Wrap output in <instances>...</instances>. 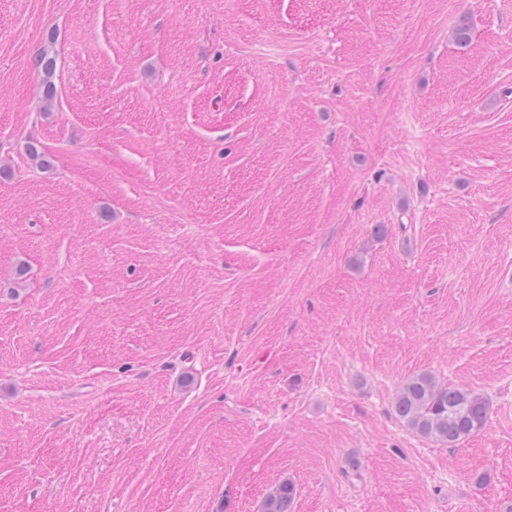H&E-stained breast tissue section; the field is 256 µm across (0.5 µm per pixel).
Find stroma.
Returning a JSON list of instances; mask_svg holds the SVG:
<instances>
[{"label":"stroma","mask_w":512,"mask_h":512,"mask_svg":"<svg viewBox=\"0 0 512 512\" xmlns=\"http://www.w3.org/2000/svg\"><path fill=\"white\" fill-rule=\"evenodd\" d=\"M423 373L486 427L400 421ZM285 481L512 505V0H0V512ZM394 408L416 433L451 448L479 433L488 419L482 396L469 389L441 387L429 374L407 381Z\"/></svg>","instance_id":"obj_1"}]
</instances>
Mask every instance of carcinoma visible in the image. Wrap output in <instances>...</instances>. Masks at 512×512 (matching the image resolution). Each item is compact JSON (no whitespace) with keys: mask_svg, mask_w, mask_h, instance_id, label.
I'll return each mask as SVG.
<instances>
[{"mask_svg":"<svg viewBox=\"0 0 512 512\" xmlns=\"http://www.w3.org/2000/svg\"><path fill=\"white\" fill-rule=\"evenodd\" d=\"M394 408L416 433L450 448L480 432L488 419L482 396L469 389L441 387L429 374L407 381ZM292 497L291 485L279 484L265 498L263 512H290Z\"/></svg>","mask_w":512,"mask_h":512,"instance_id":"cac0c4a2","label":"carcinoma"}]
</instances>
